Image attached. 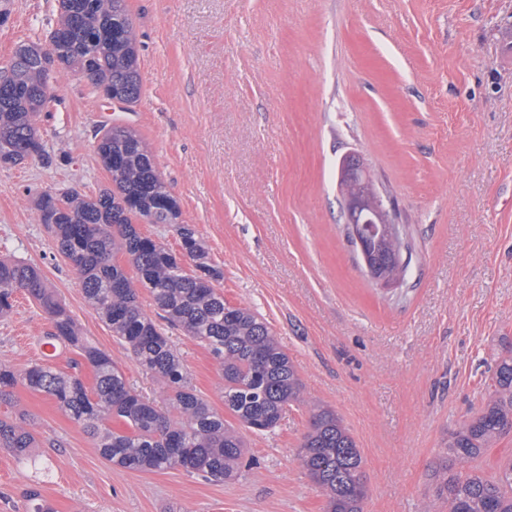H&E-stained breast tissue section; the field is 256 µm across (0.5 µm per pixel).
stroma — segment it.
<instances>
[{
  "mask_svg": "<svg viewBox=\"0 0 512 512\" xmlns=\"http://www.w3.org/2000/svg\"><path fill=\"white\" fill-rule=\"evenodd\" d=\"M142 89L131 110L57 68L43 147L0 166V257L36 267L93 346L159 401L88 303L35 208L44 191L111 187L97 144L134 127L223 274L227 302L273 328L305 389L273 430L246 433L236 477L106 461L49 396L17 386L0 419L25 420L46 473L0 448V512H325L298 454L314 409L354 439L363 512H446L433 469L477 411L512 343V0H127ZM57 0H11L0 66L47 44ZM360 155L406 224L412 273L384 290L345 235L339 162ZM49 320L24 292L0 319V363L42 362ZM195 393L224 407L219 362L169 332Z\"/></svg>",
  "mask_w": 512,
  "mask_h": 512,
  "instance_id": "1",
  "label": "stroma"
}]
</instances>
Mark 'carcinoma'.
I'll return each mask as SVG.
<instances>
[{
  "mask_svg": "<svg viewBox=\"0 0 512 512\" xmlns=\"http://www.w3.org/2000/svg\"><path fill=\"white\" fill-rule=\"evenodd\" d=\"M68 68L93 90L130 107L141 96L137 37L127 0H58V19L49 47L19 45L0 80V166L17 165L42 152L37 118L53 100L51 72ZM98 154L112 176V188L95 196L76 189L45 191L36 200L39 221L52 233L57 251L79 275L89 304L134 360L165 386L160 405L137 393L107 352L87 343L55 292L30 265L0 259V318L13 309V296L27 293L50 320L44 338L78 350L95 372L87 388L76 373L36 363L18 373L0 364V402H10L21 384L43 392L80 424L100 455L132 471L181 468L210 481L238 473L244 437L224 415L198 397L169 336L142 309L135 283L149 289L169 327L203 343L219 361L224 408L253 433L272 430L286 410L303 400V385L275 332L257 313L233 306L216 288L223 274L212 265L205 244L187 224L158 172L153 154L126 125L103 129ZM163 224L180 242L173 252L142 235L138 219ZM122 254L132 280L114 262ZM374 265L385 277L399 272L392 245H371ZM189 263L187 273L183 263ZM123 422L114 430L111 419ZM512 431V347L497 363L484 404L456 429L449 458L433 471L438 497L448 512H512V461L498 482L470 470L498 439ZM36 437L20 423L0 419V448L19 460L33 458ZM299 458L324 492L327 512H363L367 486L358 448L332 410L313 412Z\"/></svg>",
  "mask_w": 512,
  "mask_h": 512,
  "instance_id": "1",
  "label": "carcinoma"
}]
</instances>
